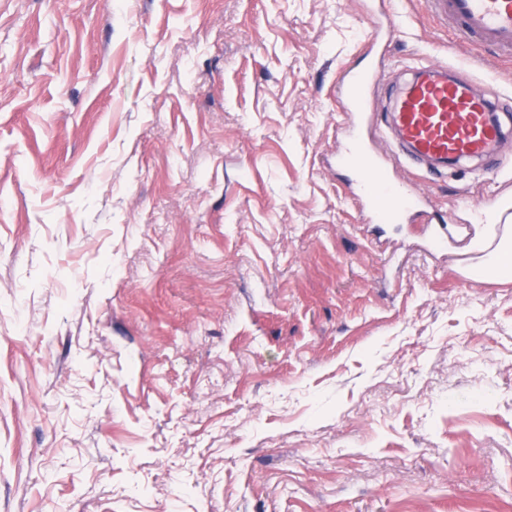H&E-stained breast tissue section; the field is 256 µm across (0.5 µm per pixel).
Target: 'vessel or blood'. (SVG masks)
<instances>
[{"label":"vessel or blood","mask_w":512,"mask_h":512,"mask_svg":"<svg viewBox=\"0 0 512 512\" xmlns=\"http://www.w3.org/2000/svg\"><path fill=\"white\" fill-rule=\"evenodd\" d=\"M432 17L450 24L455 35L470 44H487L512 57V0H427ZM402 17L385 14L367 43L375 61L367 69H348L336 88L342 120V142L336 149L337 167L351 173L349 192L361 206L369 224H419L432 249L448 242L447 224L436 223L425 194L411 191L392 180L394 163L430 165L435 170L475 158L484 171H498L504 130L496 115L512 112V96L490 99L477 91L472 79L449 76L443 64L417 67L414 77L392 82L383 64L385 47ZM388 93L387 123L396 150L383 154L367 140L371 125L372 97L379 89ZM479 223L491 225L481 252L459 259L462 267L480 270L495 266L503 242L512 241V197L503 196L478 209Z\"/></svg>","instance_id":"b4317fda"}]
</instances>
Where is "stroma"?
Segmentation results:
<instances>
[{
	"label": "stroma",
	"instance_id": "obj_1",
	"mask_svg": "<svg viewBox=\"0 0 512 512\" xmlns=\"http://www.w3.org/2000/svg\"><path fill=\"white\" fill-rule=\"evenodd\" d=\"M371 0H0V512H512V279L457 280L512 183L374 231L333 157ZM392 78L512 57L426 0Z\"/></svg>",
	"mask_w": 512,
	"mask_h": 512
}]
</instances>
